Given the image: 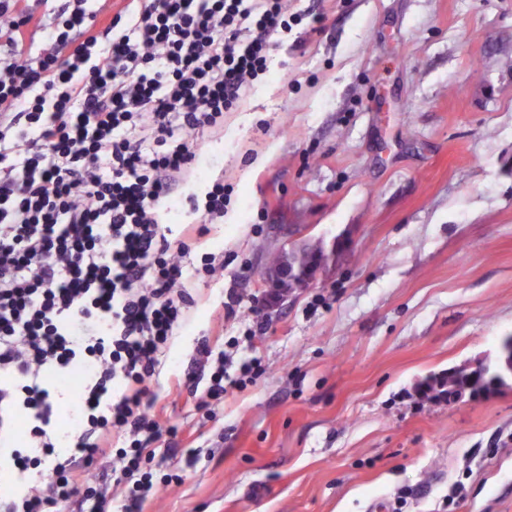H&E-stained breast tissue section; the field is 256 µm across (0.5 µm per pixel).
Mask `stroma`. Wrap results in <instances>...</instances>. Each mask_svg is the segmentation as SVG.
<instances>
[{
    "label": "stroma",
    "mask_w": 512,
    "mask_h": 512,
    "mask_svg": "<svg viewBox=\"0 0 512 512\" xmlns=\"http://www.w3.org/2000/svg\"><path fill=\"white\" fill-rule=\"evenodd\" d=\"M324 9L204 138L231 201L181 262L224 268L190 283L150 387L164 431L140 512H512V377L418 391L499 364L512 336V0ZM290 234L348 246L267 308L265 256ZM204 342L262 373L198 406L181 380Z\"/></svg>",
    "instance_id": "obj_1"
}]
</instances>
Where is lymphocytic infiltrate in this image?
Instances as JSON below:
<instances>
[{
    "label": "lymphocytic infiltrate",
    "instance_id": "obj_1",
    "mask_svg": "<svg viewBox=\"0 0 512 512\" xmlns=\"http://www.w3.org/2000/svg\"><path fill=\"white\" fill-rule=\"evenodd\" d=\"M98 26L89 0L42 23L0 0V512H47L80 495L74 472L116 454L138 512L156 487L143 465L161 426L148 396L190 302L179 263L230 192L213 182L177 244L157 214L193 196L200 140L269 73L302 14L285 0H137ZM77 413L56 450L61 396ZM128 448L113 449V436Z\"/></svg>",
    "mask_w": 512,
    "mask_h": 512
}]
</instances>
